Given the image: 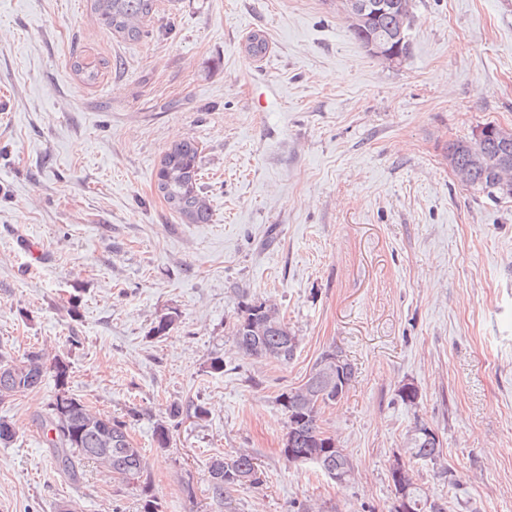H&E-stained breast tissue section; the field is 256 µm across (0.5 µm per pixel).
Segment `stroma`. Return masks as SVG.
I'll return each mask as SVG.
<instances>
[{
    "label": "stroma",
    "instance_id": "stroma-1",
    "mask_svg": "<svg viewBox=\"0 0 512 512\" xmlns=\"http://www.w3.org/2000/svg\"><path fill=\"white\" fill-rule=\"evenodd\" d=\"M157 6L128 42L88 0H0V352L69 361L70 392L129 421L163 512H389L393 455L418 420L443 450L415 464L419 484L448 512H512V200L465 190L445 158L485 124L512 129V0H413L395 64L334 0ZM258 30L269 50L254 60ZM78 56L102 63L95 84ZM187 137L206 224L154 190ZM244 300L298 336L290 363L237 348ZM167 313L173 330L150 337ZM332 347L355 369L320 414L355 466L343 484L280 453L277 398ZM406 383L417 406L397 395ZM54 392L48 376L0 404L16 432L0 445V512H139L132 481L55 466L39 426ZM241 449L262 484L213 499L211 457Z\"/></svg>",
    "mask_w": 512,
    "mask_h": 512
}]
</instances>
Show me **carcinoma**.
Wrapping results in <instances>:
<instances>
[{"label":"carcinoma","mask_w":512,"mask_h":512,"mask_svg":"<svg viewBox=\"0 0 512 512\" xmlns=\"http://www.w3.org/2000/svg\"><path fill=\"white\" fill-rule=\"evenodd\" d=\"M385 8L368 16L361 25L349 23L355 39L363 46L376 39H385L402 32V37L393 41L399 59L410 53L408 30L412 21L410 0H382ZM91 10L99 21L112 33L125 41L137 42L145 35L144 24L155 13L156 0H90ZM269 48L265 35L260 31L251 33L246 39L244 52L250 58H262ZM467 139L448 142L446 158L448 164L470 169L469 182L465 188L485 195L492 201L512 198V176L509 188L496 187L491 175L499 162L500 147L489 145L483 163L476 165L466 148ZM199 147L195 140H182L166 150L156 174V192L169 209L190 224H206L211 212L202 196L199 178ZM176 317L166 314L155 322L150 333L153 337L169 334ZM232 336L244 353L261 359L288 363L293 360L298 338L280 320L275 308L260 301H243L238 306L232 324ZM52 372L56 392L45 405L40 426L50 430L57 416L69 420V433L48 438L53 457L60 471L74 478L85 460L97 462L125 478L138 482L140 512H162L161 506L149 495V475L141 449L132 446L128 434V423L117 418H103L95 414L82 399L70 393L68 383L71 366L65 358L54 356L47 364L43 355L30 353L20 360H7L0 356V403L18 392L34 391L41 386L47 372ZM312 393L299 386L291 388L277 397V402L286 419V433L281 453L289 462H310L318 469L328 465L336 471V479L350 480L355 472L354 464L347 455H336V449L326 446L335 437L328 434L320 423L322 407L338 401L336 393L322 381L308 376ZM66 395L59 401L60 395ZM180 416L175 406L169 413V421H160L154 427V438L160 448L168 447L170 441L169 422ZM429 426L421 421L415 423L402 454L407 461L403 467L390 468L394 500L401 501V510L390 512H448V506L433 499L417 482L412 463L436 464L442 456L426 439L423 432ZM209 492L212 498L222 501L236 488L260 482V473L255 458L245 451L211 458L208 467Z\"/></svg>","instance_id":"obj_1"}]
</instances>
